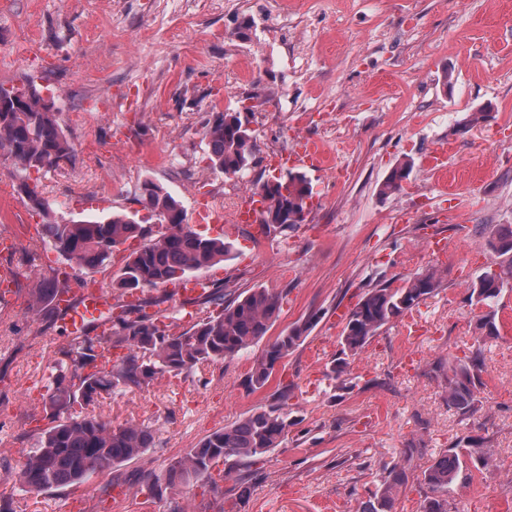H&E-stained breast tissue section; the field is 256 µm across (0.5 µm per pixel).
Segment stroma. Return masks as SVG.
Here are the masks:
<instances>
[{"label":"stroma","mask_w":512,"mask_h":512,"mask_svg":"<svg viewBox=\"0 0 512 512\" xmlns=\"http://www.w3.org/2000/svg\"><path fill=\"white\" fill-rule=\"evenodd\" d=\"M249 38L238 31L245 21ZM34 77L52 91L73 146L70 160L40 173L17 172L0 156V236L21 243L0 266L16 286L0 300V501L14 512H115L107 475L80 487L38 494L17 490L9 474L33 450L43 398L23 394L48 376L63 334L58 317L35 315L29 290L62 257L45 261L26 239L32 215L20 183L36 186L56 217L132 213L143 179L180 198L187 218L201 206L257 190L270 178L264 160L297 137L320 140L334 169L311 176L306 221L260 245L240 230L221 263L229 289L287 294L271 336L304 318L307 338L283 359L266 388L243 381L262 345L233 360L99 399L94 413L119 425L151 427L155 444L119 467L121 479L164 475L169 464L208 434L252 409L276 403L289 388L287 438L260 463L221 481L226 512H361L385 466L415 445L396 512H418L423 471L466 436L493 453L471 468L450 500L457 512H512V289L498 302L499 334L482 338L472 280L494 260L488 230L512 225V0H0V83ZM255 100L252 128L261 158L241 177L210 167L204 123ZM484 119L458 127L474 112ZM455 144L448 185L439 187L426 159ZM414 166L404 189L379 186L400 162ZM445 240L431 252L429 238ZM434 266L443 286L385 326L333 380L342 324L378 283L403 286ZM482 347L481 407L450 409L435 373ZM206 481L148 501L131 493L122 512H204Z\"/></svg>","instance_id":"1"}]
</instances>
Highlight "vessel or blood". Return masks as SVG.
<instances>
[{"mask_svg": "<svg viewBox=\"0 0 512 512\" xmlns=\"http://www.w3.org/2000/svg\"><path fill=\"white\" fill-rule=\"evenodd\" d=\"M332 159L324 146L316 140L300 138L292 153L270 158L269 167L281 172L293 166H303L316 173L330 169ZM262 199L254 192L242 193L235 221L245 226L257 241H265L259 212ZM57 312L67 336L77 338L94 334L105 338L112 333V299L103 288H88L61 294L56 302Z\"/></svg>", "mask_w": 512, "mask_h": 512, "instance_id": "b4317fda", "label": "vessel or blood"}]
</instances>
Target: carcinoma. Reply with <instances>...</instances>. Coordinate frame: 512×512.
Here are the masks:
<instances>
[{"instance_id": "cac0c4a2", "label": "carcinoma", "mask_w": 512, "mask_h": 512, "mask_svg": "<svg viewBox=\"0 0 512 512\" xmlns=\"http://www.w3.org/2000/svg\"><path fill=\"white\" fill-rule=\"evenodd\" d=\"M210 148L211 167L227 177L249 170L258 153L252 133L243 128L235 110L213 112L204 130ZM0 151L6 152L22 172L49 170L71 158L73 147L58 121V110L47 103L32 82L9 88L0 84ZM413 163L406 160L394 167L380 187L387 195L402 189ZM27 206L42 215V242L48 244L68 265L93 271L108 265L114 252L129 240L138 248L124 257L112 280L120 296L131 282L140 291L167 286L228 260L233 246L224 236H210L186 223L181 201L163 185L146 178L137 187V201L149 218L165 227L156 232L145 221L136 224L125 213L81 220L56 219L50 204L35 190L23 185ZM271 196L268 230L281 232L296 227L308 213L311 182L300 172L288 170L271 176L258 193ZM487 247L496 257L500 272L487 269L469 286L471 304L482 309L480 329L487 336L499 333L495 305L504 289L512 288V225H502L490 233ZM81 286L67 274L43 280L31 291V311L53 315L58 294ZM442 287V275L434 269L414 274L400 288L378 285L368 289L348 312L340 336L341 357L331 376L347 374V356H355L392 320L412 311ZM287 294L268 288H252L237 296L212 282L198 298L201 308L193 322L184 327L178 318L166 315L163 298H142L137 306L121 305L112 314V347L127 350L112 368L98 366L99 339H69L57 346L56 373L44 403L50 426L42 430L37 446L11 479L27 493L54 488L77 487L94 475L110 474L133 461L154 443L151 428L137 423L114 426L94 413H77L74 408L94 405L102 395L126 393L149 386L164 376H177L216 360L233 359L264 339L280 317ZM311 329L306 320L269 342L256 358L245 385L255 392L265 388L275 365L300 344ZM481 349L455 358L445 375L448 407L462 415L478 411L481 388ZM288 389L279 394V403L260 407L237 421L205 436L185 454L173 460L165 475L147 479L137 489L152 500L192 479L204 478L212 491L217 479L230 475L238 462L254 461L277 448L288 435L292 422L284 405ZM487 451L480 439L467 437L455 443L423 472L425 486L420 512H452L450 487L464 465L484 464ZM414 457L409 447L384 470L362 512H393L399 489L408 482ZM218 475H213V472Z\"/></svg>"}]
</instances>
